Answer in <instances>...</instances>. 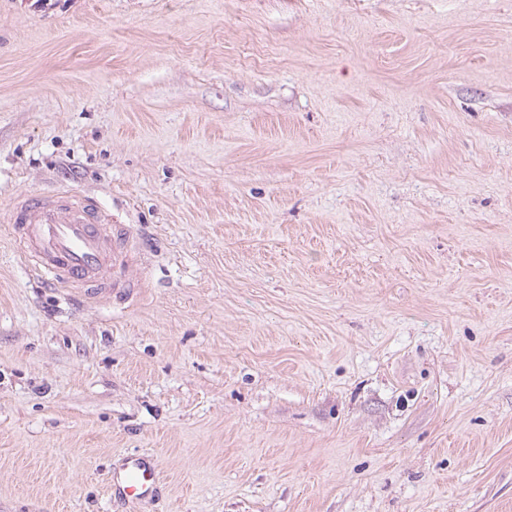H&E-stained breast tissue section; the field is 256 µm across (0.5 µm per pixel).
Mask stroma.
Segmentation results:
<instances>
[{
    "label": "stroma",
    "mask_w": 512,
    "mask_h": 512,
    "mask_svg": "<svg viewBox=\"0 0 512 512\" xmlns=\"http://www.w3.org/2000/svg\"><path fill=\"white\" fill-rule=\"evenodd\" d=\"M59 188L137 298L31 273ZM0 512H512V0H0ZM8 224L31 270L79 301L143 288L124 225L77 190L20 196L9 208ZM109 497L123 500H153L160 494V469L153 456H125L107 480Z\"/></svg>",
    "instance_id": "stroma-1"
}]
</instances>
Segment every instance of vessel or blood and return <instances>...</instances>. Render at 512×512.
<instances>
[{
    "instance_id": "vessel-or-blood-1",
    "label": "vessel or blood",
    "mask_w": 512,
    "mask_h": 512,
    "mask_svg": "<svg viewBox=\"0 0 512 512\" xmlns=\"http://www.w3.org/2000/svg\"><path fill=\"white\" fill-rule=\"evenodd\" d=\"M9 231L24 247L32 271L50 287L92 301L141 288L138 259L123 225L95 200L74 189L27 194L10 206ZM109 493L123 500H153L160 494V469L149 455L123 457L110 471Z\"/></svg>"
}]
</instances>
